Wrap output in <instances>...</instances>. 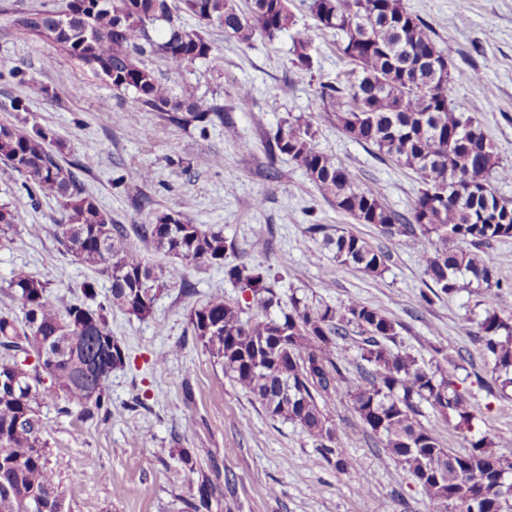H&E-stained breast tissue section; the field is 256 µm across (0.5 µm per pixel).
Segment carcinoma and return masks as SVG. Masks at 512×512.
I'll return each mask as SVG.
<instances>
[{
    "label": "carcinoma",
    "instance_id": "carcinoma-1",
    "mask_svg": "<svg viewBox=\"0 0 512 512\" xmlns=\"http://www.w3.org/2000/svg\"><path fill=\"white\" fill-rule=\"evenodd\" d=\"M291 0H69L62 13L27 10L14 15L15 30L81 62L108 78L113 90L132 94L135 126L139 112H157L168 123L201 132L216 123L234 125L224 105L184 90L173 92L142 61L158 55L170 70L197 62L216 65L220 49L204 32L185 26L182 14L224 30V38L248 44L255 36L270 40L294 25ZM317 27L336 35L341 55L352 65L346 82L320 85L318 99L341 129L355 140L416 172L423 184L408 213L364 190L336 157L313 143L309 123H281L264 149L270 160L285 156L307 176L322 196L360 224H375L387 235L405 236L415 247L422 237H436L418 251V263L440 292L451 295L458 278L478 288L500 286L491 245L512 238V200L497 195L489 183L493 172L512 179L479 121L450 99V53L433 38L429 23L408 12L403 0H310ZM293 63L311 71L309 41L293 40ZM435 67L421 71L411 86L405 71L420 57ZM64 145L44 128L26 131L0 123V161L24 178L29 191L57 199L64 211L55 237L80 264L110 281L109 294L97 300V280L68 286L73 298L57 303L51 283L26 272L8 288L22 305V315L0 312V512H57V474L49 463L42 418L45 387L39 374L17 358L41 356L29 336H41L50 351L45 359L53 391L80 405L92 418L109 414L108 381L124 367L128 354L112 336L109 315L119 311L138 320L152 316L157 295L166 286L140 253L125 245L124 228L86 192L73 167L61 163ZM136 236L182 263L224 266V275L241 292L250 293L257 315L242 318L239 304L212 295L190 308L192 336L234 383L260 403L272 418L301 426L324 455L336 458L339 471L358 470L344 454L345 431L326 412V399L344 386L364 427L407 469L437 512L453 504L457 512H512V443L471 437L469 451L443 448L433 429L417 416L426 403L456 428L471 430L470 403L456 382L460 365L444 356L428 366L407 352L393 350L395 322L362 304L343 307L313 304L291 295L284 304L270 283L269 269L245 263L224 264L235 241L222 231H207L182 212L162 213L134 228ZM336 266L369 275L387 268L388 254L366 238L342 230L326 237ZM363 336L358 371L339 347L350 329ZM479 338L491 360L494 382L512 386V315L495 309L479 322ZM491 499L471 508L478 489ZM215 485L200 474L185 512H211Z\"/></svg>",
    "mask_w": 512,
    "mask_h": 512
}]
</instances>
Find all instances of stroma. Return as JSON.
Wrapping results in <instances>:
<instances>
[{"mask_svg":"<svg viewBox=\"0 0 512 512\" xmlns=\"http://www.w3.org/2000/svg\"><path fill=\"white\" fill-rule=\"evenodd\" d=\"M426 20L448 62L453 99L463 103L494 143L502 164H512V0H404ZM66 0H0V68L23 70L27 80L0 79V120L25 129L52 130L76 164L85 188L148 264L170 270L178 259L163 255L131 230L154 213L181 211L207 230L235 240L243 259L271 268L281 297L297 294L333 306L362 304L399 323L397 346L428 363L437 354L462 358L458 386L470 400L475 433L512 440V387L488 391L491 366L476 337L486 310L512 312V239L491 249L500 287L463 288L423 303L425 276L414 250L400 235L359 224L327 202L288 158L269 162L264 140L284 121L311 123L319 150L331 153L361 188L379 192L392 209L410 211L422 187L414 171L375 157L372 147L344 133L320 112L317 88L335 81L347 66L332 33L317 29L306 0H293V32L275 40L255 37L242 45L206 28L223 51L218 69L197 63L168 71L155 56L145 64L174 88L191 86L197 96L217 99L232 111L234 131L216 126L206 134L182 130L157 113L139 115L131 129V95L112 89L71 56L18 35L15 11L37 6L59 12ZM309 39L311 73L293 66L292 38ZM248 86L249 110L236 108L239 86ZM24 111L10 107L14 98ZM150 169L149 179L138 176ZM10 203L17 221L0 238V311H20L8 288L14 272L48 278L55 299H68L67 285L90 269L66 253L54 236L62 218L55 197L29 195L23 179L0 163V203ZM360 234L388 252L385 272L371 276L337 267L325 248L336 231ZM246 303L225 279L224 269L200 262L168 280L151 318L140 321L113 313L109 326L130 359L109 380L111 417L81 418L58 413L47 394L42 415L50 425V465L60 481L67 512H181L194 471L217 466V486L231 484L223 512H436L410 475L375 447L352 408L345 388L326 401V410L346 434L343 449L359 472L337 471L308 434L271 419L262 406L224 377L187 326L190 308L212 295ZM163 365H156V358ZM188 460H181V453ZM369 484L359 487V473Z\"/></svg>","mask_w":512,"mask_h":512,"instance_id":"1","label":"stroma"}]
</instances>
